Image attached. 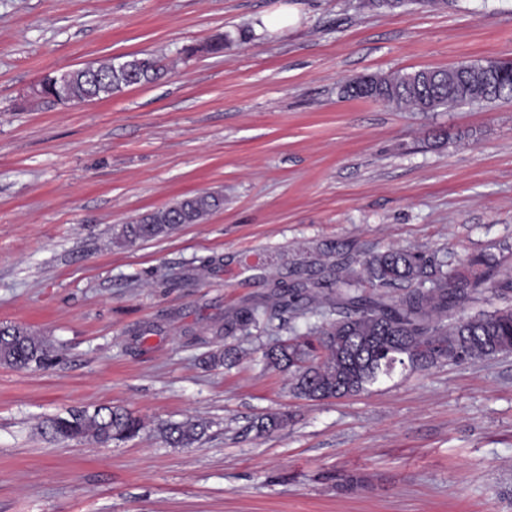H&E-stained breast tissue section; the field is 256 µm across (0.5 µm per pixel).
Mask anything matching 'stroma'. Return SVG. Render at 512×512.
<instances>
[{
	"label": "stroma",
	"mask_w": 512,
	"mask_h": 512,
	"mask_svg": "<svg viewBox=\"0 0 512 512\" xmlns=\"http://www.w3.org/2000/svg\"><path fill=\"white\" fill-rule=\"evenodd\" d=\"M358 3L0 0V325L43 333L55 356L0 365V512H512V354L308 401L263 352L325 309L224 332L348 255L512 264V103L406 112L341 95L361 76L512 58V0ZM285 9L287 28L264 27ZM220 34L230 45L206 52ZM136 53L165 75L82 105L30 96ZM204 191L224 207L203 223L118 242ZM225 346L233 363L205 365ZM103 405L143 430L104 445L45 431ZM274 413L284 425L257 435ZM188 418L207 437L170 446L160 425ZM456 0H362L361 7L377 10H395L409 3H418L432 10H441L453 5Z\"/></svg>",
	"instance_id": "obj_1"
}]
</instances>
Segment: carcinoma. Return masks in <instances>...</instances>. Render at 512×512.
I'll return each instance as SVG.
<instances>
[{
  "mask_svg": "<svg viewBox=\"0 0 512 512\" xmlns=\"http://www.w3.org/2000/svg\"><path fill=\"white\" fill-rule=\"evenodd\" d=\"M455 0H361V6L395 10L418 3L432 10ZM165 70L149 53L108 59L94 69L69 71L63 90L51 76L40 82L34 97L48 104L65 99L103 100L136 86L156 81ZM349 99L378 100L398 109L419 112L451 110L465 104L512 101V59L470 63L435 74L370 75L346 82ZM224 206V196L202 193L176 201L146 216V224H127L121 237L127 243L148 241L175 233L183 224H196ZM327 289L322 306L331 319L316 337L297 336L270 346L267 365L294 370V392L319 401L368 391L380 378L399 367H429L438 362L475 363L512 353V267L491 264L474 256L462 268H444L423 252L388 249L373 253L362 263L347 260L330 270L322 284ZM498 302L492 310L465 313L484 293ZM288 308L304 309L298 294L288 300L278 295L266 305L244 308L225 322L226 333L271 322ZM51 346L42 336L16 325H0V365L41 368L50 361ZM140 418L121 406H100L92 411L70 409L50 419L48 433L61 440L91 439L99 444L136 437ZM209 425L200 421L168 422L160 431L174 447L200 441Z\"/></svg>",
  "mask_w": 512,
  "mask_h": 512,
  "instance_id": "carcinoma-1",
  "label": "carcinoma"
}]
</instances>
